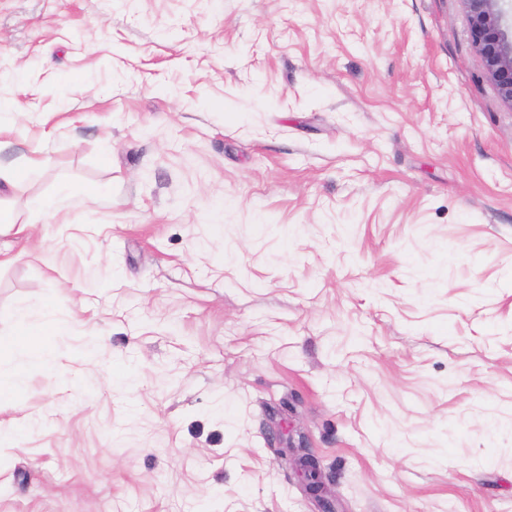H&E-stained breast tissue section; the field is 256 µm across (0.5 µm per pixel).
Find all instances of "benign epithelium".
<instances>
[{
	"label": "benign epithelium",
	"mask_w": 512,
	"mask_h": 512,
	"mask_svg": "<svg viewBox=\"0 0 512 512\" xmlns=\"http://www.w3.org/2000/svg\"><path fill=\"white\" fill-rule=\"evenodd\" d=\"M468 19V37L481 58L484 77L493 85L500 100L512 108V41L502 25L501 0H461ZM306 490L323 499L324 485L318 464L303 461Z\"/></svg>",
	"instance_id": "1"
}]
</instances>
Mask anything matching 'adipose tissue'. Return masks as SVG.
I'll return each mask as SVG.
<instances>
[{"label": "adipose tissue", "instance_id": "obj_1", "mask_svg": "<svg viewBox=\"0 0 512 512\" xmlns=\"http://www.w3.org/2000/svg\"><path fill=\"white\" fill-rule=\"evenodd\" d=\"M68 187H60L55 196L33 195L30 196L22 210L14 211L0 207V234L14 233L25 234L34 224L50 223L64 202L69 198ZM45 305L38 304L21 310L18 333L0 336V353L21 349L26 352L30 361L44 369H52L54 366L53 350L49 344L50 337L64 333V326L46 319Z\"/></svg>", "mask_w": 512, "mask_h": 512}]
</instances>
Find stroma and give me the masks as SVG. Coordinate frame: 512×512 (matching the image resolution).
Masks as SVG:
<instances>
[{"mask_svg":"<svg viewBox=\"0 0 512 512\" xmlns=\"http://www.w3.org/2000/svg\"><path fill=\"white\" fill-rule=\"evenodd\" d=\"M460 0H0V512H512V109ZM107 194H95L97 186ZM47 164L42 156H28L22 154L7 165H0V201L15 191L23 179L39 175ZM70 196L69 188L63 185L55 196H30L20 211L2 208L0 205V234L13 232L15 235H23L38 222L50 223ZM29 315L49 316L45 304L27 306L21 310L18 322L21 331L13 335L0 336V356L3 352L18 348L26 352L32 363L52 370L54 356L47 336H59L64 333L65 327L51 320L31 323L27 321Z\"/></svg>","mask_w":512,"mask_h":512,"instance_id":"1","label":"stroma"}]
</instances>
